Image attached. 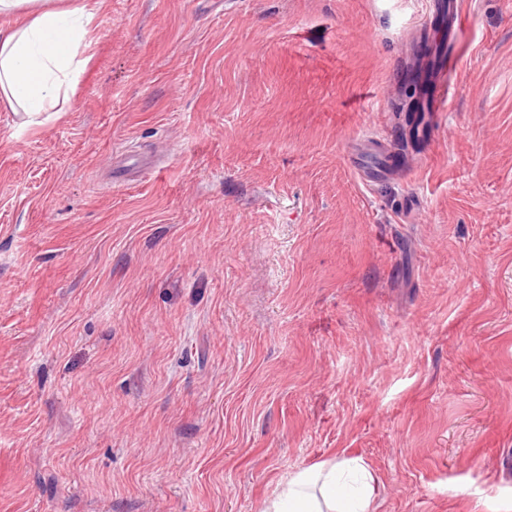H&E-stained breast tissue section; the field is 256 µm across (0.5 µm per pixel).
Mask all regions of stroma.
I'll list each match as a JSON object with an SVG mask.
<instances>
[{
	"mask_svg": "<svg viewBox=\"0 0 512 512\" xmlns=\"http://www.w3.org/2000/svg\"><path fill=\"white\" fill-rule=\"evenodd\" d=\"M83 2L61 117L0 108V512H262L341 452L374 512H512V0L423 144L432 0ZM363 149L360 153H352L350 156L353 169L367 184H375L393 180L399 177V173L382 164L380 152L385 149L380 139L368 137L361 140Z\"/></svg>",
	"mask_w": 512,
	"mask_h": 512,
	"instance_id": "35a3bbf8",
	"label": "stroma"
}]
</instances>
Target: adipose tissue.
Segmentation results:
<instances>
[{"instance_id": "adipose-tissue-1", "label": "adipose tissue", "mask_w": 512, "mask_h": 512, "mask_svg": "<svg viewBox=\"0 0 512 512\" xmlns=\"http://www.w3.org/2000/svg\"><path fill=\"white\" fill-rule=\"evenodd\" d=\"M0 106L24 125L54 119L69 98L86 61L95 14L86 6L59 8L52 0H0ZM379 479L357 455L321 460L298 470L278 487L264 512H371Z\"/></svg>"}]
</instances>
